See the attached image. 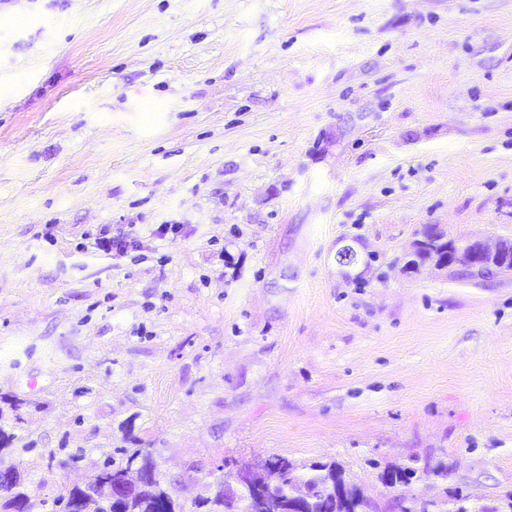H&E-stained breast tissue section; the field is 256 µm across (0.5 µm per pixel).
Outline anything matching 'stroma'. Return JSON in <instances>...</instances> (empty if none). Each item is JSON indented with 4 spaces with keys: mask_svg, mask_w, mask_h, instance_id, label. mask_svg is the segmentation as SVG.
I'll use <instances>...</instances> for the list:
<instances>
[{
    "mask_svg": "<svg viewBox=\"0 0 512 512\" xmlns=\"http://www.w3.org/2000/svg\"><path fill=\"white\" fill-rule=\"evenodd\" d=\"M12 10L0 426L33 512H63L69 455L133 448L184 504L273 455L337 462L377 501L413 456L512 492V274L407 267L429 224L512 239V0ZM104 226L141 258L94 249Z\"/></svg>",
    "mask_w": 512,
    "mask_h": 512,
    "instance_id": "1",
    "label": "stroma"
}]
</instances>
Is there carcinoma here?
Listing matches in <instances>:
<instances>
[{
  "label": "carcinoma",
  "instance_id": "carcinoma-1",
  "mask_svg": "<svg viewBox=\"0 0 512 512\" xmlns=\"http://www.w3.org/2000/svg\"><path fill=\"white\" fill-rule=\"evenodd\" d=\"M397 476L405 486L425 477L443 486L451 473L445 457L426 461L423 466L392 465L379 476ZM346 487L337 512H369L378 508L365 488L352 482L345 469L334 461L299 464L285 456H272L269 464L252 474L248 484H238L231 474L214 481V491L199 497L191 510L171 497L158 473V463L145 448L123 451L120 463L104 461L89 473L76 478L66 488L70 500H82L88 512H288L291 498L299 488L306 490L302 512H322V503L336 497L338 487ZM34 493L16 464L9 465L0 493V512H23L33 506Z\"/></svg>",
  "mask_w": 512,
  "mask_h": 512
}]
</instances>
